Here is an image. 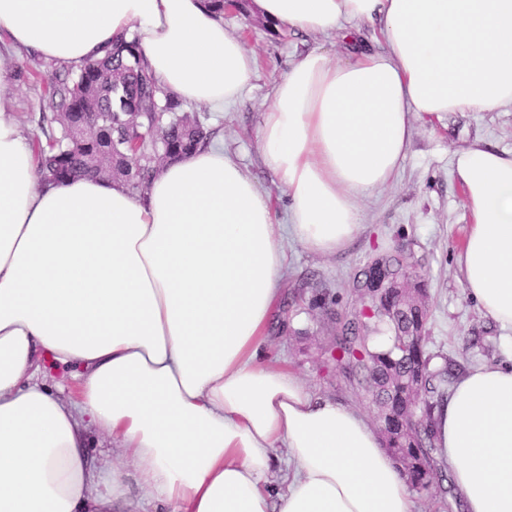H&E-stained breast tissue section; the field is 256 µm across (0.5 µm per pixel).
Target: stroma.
I'll return each instance as SVG.
<instances>
[{"label":"stroma","instance_id":"35a3bbf8","mask_svg":"<svg viewBox=\"0 0 512 512\" xmlns=\"http://www.w3.org/2000/svg\"><path fill=\"white\" fill-rule=\"evenodd\" d=\"M224 25L242 34L257 53L258 76L236 104L212 113L203 107L199 113L218 129L225 149L250 170L261 188L271 193L276 221L284 224L288 221L289 201L258 158L260 115L271 102L275 80L298 56L317 47L336 51V41L272 28L259 21L254 12H225ZM8 67L17 84L15 117L23 134L33 136L38 128L31 117L48 111L44 81L57 66L14 55ZM477 140L511 150L512 106L491 112L418 118L399 175L365 202L363 222L344 251L316 255L293 237H285L287 272L282 301L289 306L288 326H271L273 339L266 349L270 363L293 371L313 393L351 404L369 418H376V406L335 361L325 359L323 349L335 334L336 315L351 317L363 307L353 287L354 278L374 256L397 252L407 256L414 284L427 297L431 312L426 328L428 346L446 356L454 373L503 361L512 353L503 331L465 292L457 261L469 229V215L453 173V161L458 151ZM323 290L335 299V314H325L314 306V299Z\"/></svg>","mask_w":512,"mask_h":512}]
</instances>
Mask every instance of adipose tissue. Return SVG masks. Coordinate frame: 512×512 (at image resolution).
Instances as JSON below:
<instances>
[{
    "mask_svg": "<svg viewBox=\"0 0 512 512\" xmlns=\"http://www.w3.org/2000/svg\"><path fill=\"white\" fill-rule=\"evenodd\" d=\"M276 26L335 37L276 81L258 155L222 139L163 162L145 194L41 181L0 66V512H415L358 408L263 360L283 239L333 255L400 171L423 115L512 105V0H253ZM379 23L367 47L357 25ZM7 48L80 68L135 43L167 94L223 111L256 54L207 0H0ZM469 296L512 332V150L457 153ZM75 368L47 387L43 359ZM121 452L92 465L85 421ZM465 512H512V364L471 367L436 416ZM285 466L283 485L270 476Z\"/></svg>",
    "mask_w": 512,
    "mask_h": 512,
    "instance_id": "adipose-tissue-1",
    "label": "adipose tissue"
}]
</instances>
